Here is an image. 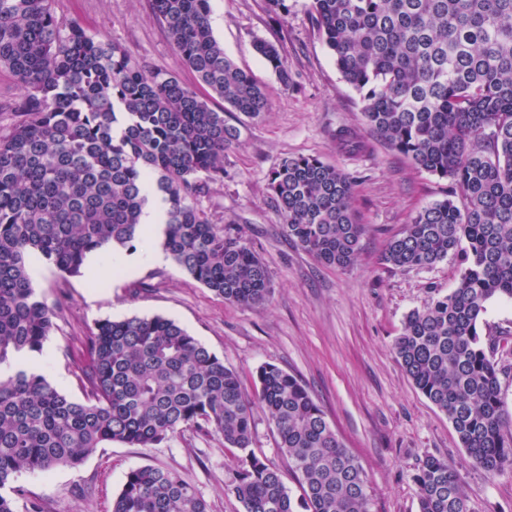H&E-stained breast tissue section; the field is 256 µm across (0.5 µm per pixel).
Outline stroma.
Masks as SVG:
<instances>
[{
    "mask_svg": "<svg viewBox=\"0 0 512 512\" xmlns=\"http://www.w3.org/2000/svg\"><path fill=\"white\" fill-rule=\"evenodd\" d=\"M276 17L267 0H211V24L227 56L252 74L270 102L268 112L247 121L240 145L229 152L224 182L200 201L213 223L242 236L264 259L272 294L260 308L225 302L172 261H153L149 246L133 252L98 253L88 274L69 277L38 263L32 281L48 304L64 300L40 353V370L69 398L83 400L73 374L94 324L101 319L162 315L183 326L239 376L256 399L258 368L276 365L310 390L346 448L361 462L369 482L372 512H417L412 476L429 455L448 459L462 477L470 512H512V471L494 475L476 467L449 423L413 385L393 345L406 315L424 308L431 287L454 288L455 258L408 271L382 260L387 243L423 207L447 198L448 180L417 168L382 142L352 156L340 150L336 133L363 127L360 98L340 76L328 49L313 31L307 0H288ZM66 17L89 32L121 44L129 54L196 85L149 0H63ZM275 43L292 76L283 85L254 42ZM317 156L352 173L353 210L366 232L356 262L327 267L288 238L267 190L282 158ZM136 258L134 272L124 261ZM262 408L254 410L251 448L277 468L291 491L299 486ZM234 449L222 437L193 428L153 448L114 443L89 452L74 468L20 472L15 512H112L126 474L141 466L180 471L204 497L208 512H244L224 492Z\"/></svg>",
    "mask_w": 512,
    "mask_h": 512,
    "instance_id": "35a3bbf8",
    "label": "stroma"
}]
</instances>
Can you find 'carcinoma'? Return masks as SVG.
<instances>
[{
	"mask_svg": "<svg viewBox=\"0 0 512 512\" xmlns=\"http://www.w3.org/2000/svg\"><path fill=\"white\" fill-rule=\"evenodd\" d=\"M181 62L205 92L137 60L117 42L61 16L62 0H0V67L22 90L19 120L0 135V512H15L17 473L79 465L114 442L153 448L185 428L238 451L224 483L244 512H371L366 473L296 375L256 372L258 401L291 460L301 493L251 449L253 404L238 375L173 319L96 323L75 374L84 402L35 368L53 310L30 276L37 256L72 277L106 248L133 251L154 197L166 207L162 248L224 301L266 304L262 258L200 207L224 182L226 154L244 123L268 110L253 76L213 33L210 0H149ZM312 27L362 103L364 131L336 134L346 153L383 140L415 166L451 182L449 198L421 209L382 260L405 271L448 256L460 274L433 289L394 342L414 386L443 412L474 465L512 470L499 366L481 332L486 304L512 299V0H308ZM256 52L291 82L278 46ZM224 100L214 108L212 96ZM356 178L317 156L285 157L268 189L287 236L319 263L354 264L365 234L352 200ZM413 481L418 512H470L448 460L427 456ZM112 512H207L179 472L130 470Z\"/></svg>",
	"mask_w": 512,
	"mask_h": 512,
	"instance_id": "cac0c4a2",
	"label": "carcinoma"
}]
</instances>
